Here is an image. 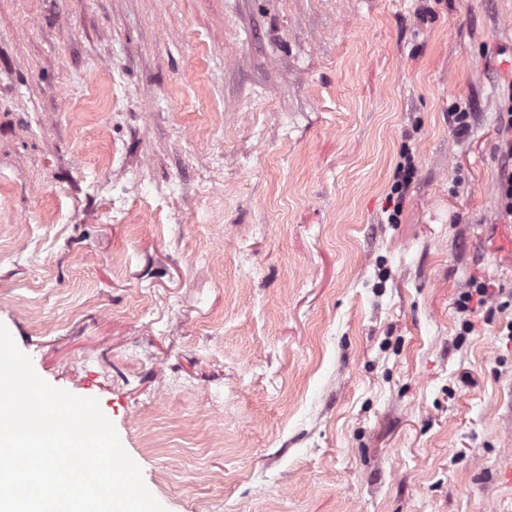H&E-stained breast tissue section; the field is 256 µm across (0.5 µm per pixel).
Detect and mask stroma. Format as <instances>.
Instances as JSON below:
<instances>
[{"mask_svg": "<svg viewBox=\"0 0 512 512\" xmlns=\"http://www.w3.org/2000/svg\"><path fill=\"white\" fill-rule=\"evenodd\" d=\"M511 91L512 0H0V324L166 512H512ZM499 144L497 150L502 158L498 172L496 194L503 218L512 223V92L504 100L501 112H498ZM404 162L399 164L394 185L392 186V194L396 195L398 202L394 205L397 209L400 207V199H402L404 191L412 182L416 174V166L414 158L409 153L403 156ZM488 295L489 292L485 282L472 279L469 282L468 287L464 288L455 300L457 312L463 316L460 323V332L458 333V336L463 340L465 339V336H469L474 330L472 321L467 317L470 316V313L476 311V307H483L486 305ZM474 302L476 307L472 306V303Z\"/></svg>", "mask_w": 512, "mask_h": 512, "instance_id": "1", "label": "stroma"}]
</instances>
